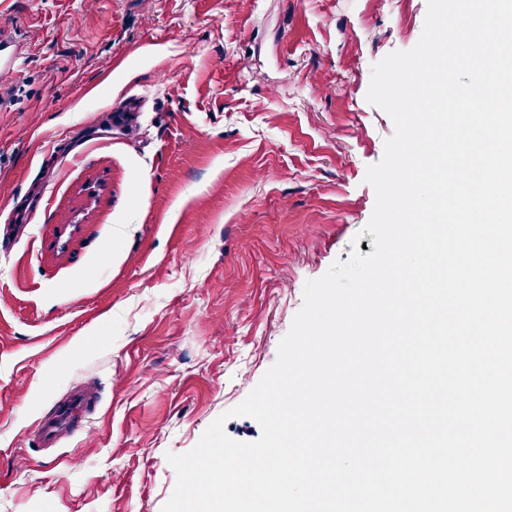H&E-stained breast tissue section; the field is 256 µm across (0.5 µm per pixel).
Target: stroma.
<instances>
[{
    "mask_svg": "<svg viewBox=\"0 0 512 512\" xmlns=\"http://www.w3.org/2000/svg\"><path fill=\"white\" fill-rule=\"evenodd\" d=\"M426 0H0V512H161L347 261ZM54 448L31 435L76 384Z\"/></svg>",
    "mask_w": 512,
    "mask_h": 512,
    "instance_id": "stroma-1",
    "label": "stroma"
}]
</instances>
